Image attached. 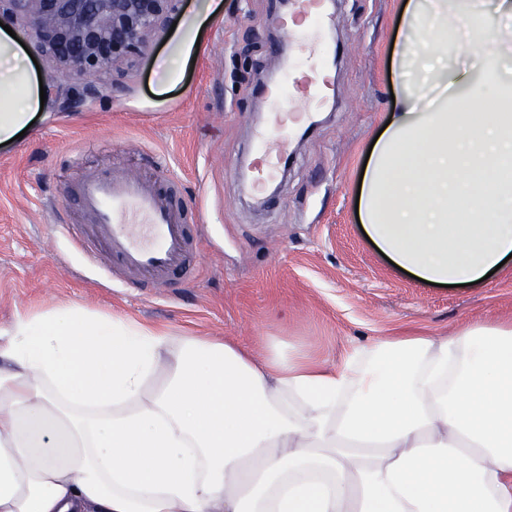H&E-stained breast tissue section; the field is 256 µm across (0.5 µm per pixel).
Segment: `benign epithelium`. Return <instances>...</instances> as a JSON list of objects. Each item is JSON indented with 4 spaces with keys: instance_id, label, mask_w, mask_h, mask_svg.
<instances>
[{
    "instance_id": "1",
    "label": "benign epithelium",
    "mask_w": 512,
    "mask_h": 512,
    "mask_svg": "<svg viewBox=\"0 0 512 512\" xmlns=\"http://www.w3.org/2000/svg\"><path fill=\"white\" fill-rule=\"evenodd\" d=\"M181 0H0V21L22 17L41 52L77 80L62 97L74 110L97 95L83 81L144 52L152 36L177 13Z\"/></svg>"
}]
</instances>
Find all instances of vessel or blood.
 I'll list each match as a JSON object with an SVG mask.
<instances>
[{"instance_id": "obj_1", "label": "vessel or blood", "mask_w": 512, "mask_h": 512, "mask_svg": "<svg viewBox=\"0 0 512 512\" xmlns=\"http://www.w3.org/2000/svg\"><path fill=\"white\" fill-rule=\"evenodd\" d=\"M270 129L259 135V179L279 164L269 152ZM82 207L95 218L93 234L107 254L137 283L160 284L186 268L193 243L180 209L150 183L132 174L88 177L80 187Z\"/></svg>"}]
</instances>
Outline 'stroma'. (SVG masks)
Listing matches in <instances>:
<instances>
[{
	"label": "stroma",
	"instance_id": "1",
	"mask_svg": "<svg viewBox=\"0 0 512 512\" xmlns=\"http://www.w3.org/2000/svg\"><path fill=\"white\" fill-rule=\"evenodd\" d=\"M399 5L336 0L299 39L273 26L278 0H217L201 29L176 39L161 28L145 52L92 73L101 93L79 111L47 99L24 136L0 147V328L74 305L255 348L277 340L334 361L402 333L512 323V261L480 288L422 286L357 218L360 174L395 92ZM316 61L332 74L318 102L308 81ZM266 83L288 93L276 128L291 163L256 186ZM99 172H131L193 203L187 273L122 288L98 242L77 247L61 234L63 224L92 225L78 189Z\"/></svg>",
	"mask_w": 512,
	"mask_h": 512
}]
</instances>
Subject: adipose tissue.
Returning a JSON list of instances; mask_svg holds the SVG:
<instances>
[{
	"instance_id": "ef3b65f1",
	"label": "adipose tissue",
	"mask_w": 512,
	"mask_h": 512,
	"mask_svg": "<svg viewBox=\"0 0 512 512\" xmlns=\"http://www.w3.org/2000/svg\"><path fill=\"white\" fill-rule=\"evenodd\" d=\"M396 56L359 221L419 283H475L512 256V0H403ZM39 111L0 28V143ZM0 512H512V326L329 364L81 307L16 316Z\"/></svg>"
}]
</instances>
